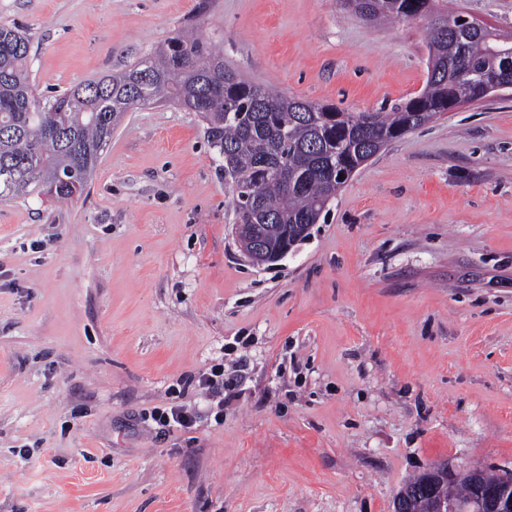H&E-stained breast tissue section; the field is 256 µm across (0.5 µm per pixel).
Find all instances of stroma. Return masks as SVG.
<instances>
[{
	"label": "stroma",
	"mask_w": 512,
	"mask_h": 512,
	"mask_svg": "<svg viewBox=\"0 0 512 512\" xmlns=\"http://www.w3.org/2000/svg\"><path fill=\"white\" fill-rule=\"evenodd\" d=\"M512 35V0H448ZM43 96L196 26L347 112L427 80L426 22L343 0H0ZM201 118L126 112L81 194L0 200V512H391L434 465L512 471V94L389 142L257 266ZM224 366L222 420L199 380ZM181 403L192 428L149 414Z\"/></svg>",
	"instance_id": "1"
}]
</instances>
